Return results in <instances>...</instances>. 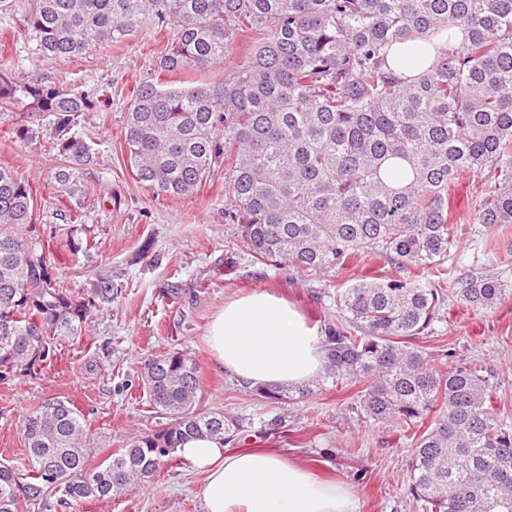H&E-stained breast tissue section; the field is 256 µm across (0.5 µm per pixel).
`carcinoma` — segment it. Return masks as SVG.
<instances>
[{
  "label": "carcinoma",
  "mask_w": 512,
  "mask_h": 512,
  "mask_svg": "<svg viewBox=\"0 0 512 512\" xmlns=\"http://www.w3.org/2000/svg\"><path fill=\"white\" fill-rule=\"evenodd\" d=\"M18 11L13 42L36 40L48 60L165 32L125 109L124 151L140 183L179 197L222 172L224 221L241 225L252 262L318 276L361 261L382 271L336 281L323 378L257 394L291 401L327 381H359L367 418L421 431L409 492L423 509L512 512V426L493 413L488 379L475 365L435 368L414 344L448 302L459 175L490 182L473 214L477 236L512 224V0H0V17ZM245 38L249 51L234 56ZM216 68L219 84L165 78ZM19 106L48 120L55 181L72 193L94 142L77 131L87 94L17 79L1 62L0 115ZM34 209L30 183L0 166V381L43 369L62 339L83 335L96 303L112 301L109 280L84 301L70 295L52 273L50 241L35 235ZM460 281L455 296L475 312L505 291L476 263ZM141 381L165 426L96 467L72 404L27 412L24 469L0 463V512H24L50 488L73 507L110 499L184 441L241 430L197 408L198 367L183 351L146 358Z\"/></svg>",
  "instance_id": "cac0c4a2"
}]
</instances>
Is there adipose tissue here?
<instances>
[{
  "label": "adipose tissue",
  "instance_id": "ef3b65f1",
  "mask_svg": "<svg viewBox=\"0 0 512 512\" xmlns=\"http://www.w3.org/2000/svg\"><path fill=\"white\" fill-rule=\"evenodd\" d=\"M217 364L251 387H293L320 374L324 337L295 304L264 290L225 301L206 334ZM206 476V512H355L351 489L272 449L226 453L219 439L178 450Z\"/></svg>",
  "mask_w": 512,
  "mask_h": 512
}]
</instances>
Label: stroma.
I'll return each instance as SVG.
<instances>
[{
    "mask_svg": "<svg viewBox=\"0 0 512 512\" xmlns=\"http://www.w3.org/2000/svg\"><path fill=\"white\" fill-rule=\"evenodd\" d=\"M155 36L148 29L75 60H44L33 41L4 53L13 76L44 75L88 92L92 100L85 121L95 126L97 139L79 182L96 186L95 194L59 195L58 161L46 146L47 131L21 107L0 117V165L36 188V232L53 237V271L65 275L72 296L88 297L101 279L111 280L113 294L111 302L92 309L83 336L58 345L49 368L0 382V463H22L21 419L45 399L70 402L85 416L94 465L131 435L162 428L165 418L146 399L141 369L146 357L178 348L199 368L201 408L243 419L245 430L229 450L282 451L318 476L348 484L357 512H422L408 490L415 440L365 417L356 399L360 384L340 389L328 383L307 398L273 403L215 364L204 335L226 300L266 289L298 304L322 327L336 312V280L252 263L239 226L224 221L223 175L182 197L154 193L135 180L121 149L124 109L153 67ZM23 125L32 129V140L10 137V130ZM476 180L464 174L456 191L455 227L464 262L448 267L452 289L474 257L512 261V224L492 229L487 242L476 239ZM75 209L82 211L83 223L71 236H61L65 214ZM435 329L424 350L446 352L451 364L481 366L495 412L512 423V289L488 312L450 305ZM276 417L282 423L274 428L270 421ZM204 484V475L176 455L149 481L128 485L107 502H85L80 512H205Z\"/></svg>",
    "mask_w": 512,
    "mask_h": 512,
    "instance_id": "35a3bbf8",
    "label": "stroma"
}]
</instances>
